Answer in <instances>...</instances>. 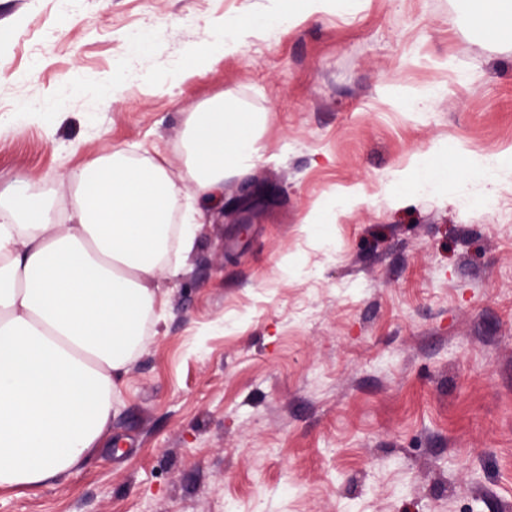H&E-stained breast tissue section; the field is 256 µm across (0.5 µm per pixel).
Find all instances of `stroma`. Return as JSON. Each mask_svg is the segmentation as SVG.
Returning <instances> with one entry per match:
<instances>
[{"label":"stroma","instance_id":"35a3bbf8","mask_svg":"<svg viewBox=\"0 0 512 512\" xmlns=\"http://www.w3.org/2000/svg\"><path fill=\"white\" fill-rule=\"evenodd\" d=\"M269 5L0 0V117L110 72L127 86L107 111L76 97L51 130L0 134V197L26 181L57 223L88 159L155 153L177 174L209 98L266 115L265 160L225 180L181 258L103 448L0 492V512H512V187L479 206L382 193L451 141L512 157V49L467 22L470 0H360L184 76L213 21ZM151 29L154 53L128 56ZM353 189L322 242L307 218Z\"/></svg>","mask_w":512,"mask_h":512}]
</instances>
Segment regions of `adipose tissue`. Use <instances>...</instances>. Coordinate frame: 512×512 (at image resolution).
<instances>
[{"instance_id": "1", "label": "adipose tissue", "mask_w": 512, "mask_h": 512, "mask_svg": "<svg viewBox=\"0 0 512 512\" xmlns=\"http://www.w3.org/2000/svg\"><path fill=\"white\" fill-rule=\"evenodd\" d=\"M358 2L272 0L262 14L220 23L190 65L205 67L242 52L251 36ZM469 21L489 42L512 48V0H474ZM264 121L224 96L207 100L186 118L185 170L176 177L123 149L89 159L68 174L75 194L64 224L25 184L0 200V491L50 485L101 447L116 379L143 346L166 280L179 273L169 251L195 247L205 211L187 196L218 199L228 175L257 165ZM511 184L512 161L473 159L450 143L394 173L383 192L396 200L453 188L479 205Z\"/></svg>"}]
</instances>
